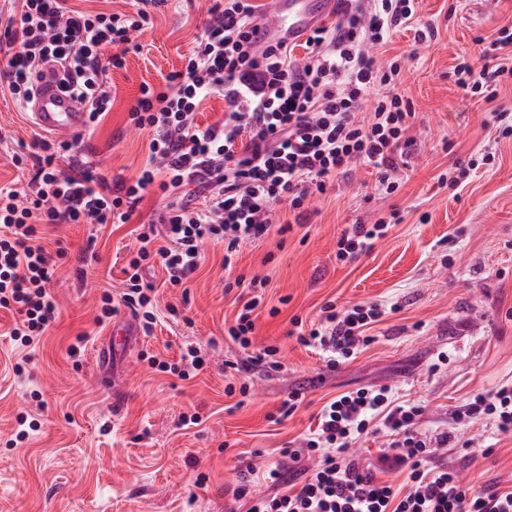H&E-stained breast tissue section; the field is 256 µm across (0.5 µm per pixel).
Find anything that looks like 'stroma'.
Masks as SVG:
<instances>
[{
  "instance_id": "obj_1",
  "label": "stroma",
  "mask_w": 512,
  "mask_h": 512,
  "mask_svg": "<svg viewBox=\"0 0 512 512\" xmlns=\"http://www.w3.org/2000/svg\"><path fill=\"white\" fill-rule=\"evenodd\" d=\"M209 7L208 0H169L124 66L109 70L112 108L81 144L99 174L138 175L147 136L130 126L128 109L142 83L161 84L181 68ZM418 17L436 28L433 40L418 44L404 30L385 47L386 57L405 56L400 92L417 111L400 190L381 192L368 166L336 175L310 204L307 224L295 225L288 203L277 204L274 220L290 232L243 245L235 261V273L269 279L254 345L278 346L281 370L229 369L246 356L226 335L239 306L224 290V248L210 243L185 289L163 287L161 267L152 269L159 287L153 335L136 334L111 365L99 363L97 352L108 344L97 321L100 299L119 291L137 246L133 227L163 208L160 191L147 193L128 224L41 226V244L67 250L50 288L60 314L29 351L13 345V315L0 308V512H248L249 501L233 495L241 465L274 466L280 449L315 428L321 406L336 396L391 387L398 402L422 407L416 429L435 438L453 427L473 393L512 382V137L485 123L488 112H512V77L490 98L463 97L451 78L462 57L479 58L482 40L512 27V0H419ZM35 134L24 107L0 95V185L27 184L31 166L11 157L28 151ZM469 159L473 169L457 179L455 163ZM394 212L400 224L370 252L337 259L348 225ZM88 248L95 260L81 279ZM330 301H374L386 310L369 331L373 343L334 370L289 335L293 319L319 322ZM172 304L179 318L169 316ZM272 307L277 315H269ZM80 336L87 345L70 356ZM189 348L206 365L188 379L148 362L152 355L179 361ZM22 360L27 373L19 377L13 367ZM106 374L116 377L113 388L101 385ZM244 382L248 395L227 393ZM294 391L301 403L279 420ZM193 414L199 424L182 426ZM23 416L39 428L18 443ZM463 440L440 450L439 461L466 482L512 488V434L481 418Z\"/></svg>"
}]
</instances>
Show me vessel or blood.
I'll return each mask as SVG.
<instances>
[{
	"label": "vessel or blood",
	"mask_w": 512,
	"mask_h": 512,
	"mask_svg": "<svg viewBox=\"0 0 512 512\" xmlns=\"http://www.w3.org/2000/svg\"><path fill=\"white\" fill-rule=\"evenodd\" d=\"M267 13L253 39L256 44L303 38L338 7V0H266ZM30 124L58 141L84 136L88 114L61 85L59 66L45 69L27 104Z\"/></svg>",
	"instance_id": "1"
}]
</instances>
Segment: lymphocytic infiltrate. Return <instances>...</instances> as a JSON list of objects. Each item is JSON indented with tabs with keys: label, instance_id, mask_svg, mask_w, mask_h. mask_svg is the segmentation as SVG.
<instances>
[{
	"label": "lymphocytic infiltrate",
	"instance_id": "f902f5d3",
	"mask_svg": "<svg viewBox=\"0 0 512 512\" xmlns=\"http://www.w3.org/2000/svg\"><path fill=\"white\" fill-rule=\"evenodd\" d=\"M134 0L129 13L88 12L71 0H21L0 27V77L18 104L28 100L41 67L60 63L66 90L75 94L96 127L112 106L108 67L124 65L133 33L153 14ZM203 34L182 69L161 87L143 84L129 108L131 126L149 134L148 156L139 176L106 179L77 152L73 142L34 139L32 176L26 187L0 186V308L14 311L12 341L22 348L39 343L59 312L49 285L56 258L37 244L41 224H126L153 188L169 196L165 208L139 225L137 249L123 269L119 296L103 295L100 319L119 307L139 317L144 333L156 322L154 283L144 274L161 265L163 284L181 288L197 271L206 242L224 245V269L232 271L241 245L271 231L277 202H288L296 223L309 218L306 201L324 193L329 179L353 167H372L379 187L393 194L398 172L414 144L409 131L416 112L398 93L402 63L379 64L376 51L402 28L415 27L416 39L434 38L430 25L415 26L416 0H344L334 25H322L296 47L281 42L257 46L251 38L259 22L256 0H212ZM495 64L461 59L454 69L463 95L493 89L512 72V31L483 49ZM376 103L359 119L367 95ZM224 101V117L202 126L196 114L210 96ZM67 169H59L60 159ZM388 224H354L336 243L346 261L369 252L386 236ZM266 279L236 276L225 290H237L239 312L228 336L249 348L263 306ZM380 305L347 307L328 303L319 326L304 328L294 319L297 341L325 354L329 368L350 359L372 342L368 331L382 317ZM421 407L395 404L390 387L360 388L324 404L315 430L298 447L281 449L280 464L262 473L278 485L302 457L315 459L297 490L256 497V470L246 465L234 490L250 499L249 512H512V490L464 484L455 470L434 464L439 450L457 442V431L489 416L502 433L512 432V384L474 394L455 414L453 430L436 442L421 438L415 425ZM387 428L393 439L376 461L352 457L357 437ZM405 473L402 485L387 481Z\"/></svg>",
	"mask_w": 512,
	"mask_h": 512
}]
</instances>
